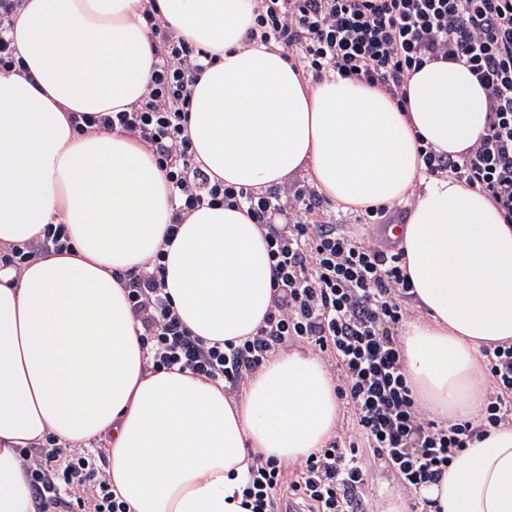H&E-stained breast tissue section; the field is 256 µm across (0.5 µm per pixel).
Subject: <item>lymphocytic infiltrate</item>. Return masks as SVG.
Wrapping results in <instances>:
<instances>
[{"mask_svg": "<svg viewBox=\"0 0 512 512\" xmlns=\"http://www.w3.org/2000/svg\"><path fill=\"white\" fill-rule=\"evenodd\" d=\"M22 0H0V72L24 73L8 32ZM143 17L158 61L131 108L75 113V128L134 137L156 158L176 195L173 223L202 205L244 208L265 228L272 305L253 336L207 345L192 336L165 290L163 265L120 275L141 326L153 370L191 371L236 394L268 358L291 342L313 345L336 373L338 399L352 427L294 468L255 457L242 489L251 512H378L365 456L398 478L411 512H431L419 489L437 482L454 455L512 422V346L483 351L489 388L477 419L436 420L420 408L407 380L399 333L412 296L404 251L370 243L375 227L403 216L397 205L369 206L359 224L316 220L323 200L313 186L285 182L262 192L211 181L186 133L196 79L208 51L177 37L155 5ZM248 41L283 49L312 81L328 76L379 89L407 106V82L428 63L467 67L486 92L480 139L457 157L419 145L425 172L451 174L484 193L512 224V0H258ZM65 228L49 224L42 240L0 251V266L22 270L36 256L71 253ZM34 512H131L114 489L101 454L46 436L20 449Z\"/></svg>", "mask_w": 512, "mask_h": 512, "instance_id": "f902f5d3", "label": "lymphocytic infiltrate"}]
</instances>
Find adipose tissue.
<instances>
[{
    "mask_svg": "<svg viewBox=\"0 0 512 512\" xmlns=\"http://www.w3.org/2000/svg\"><path fill=\"white\" fill-rule=\"evenodd\" d=\"M258 0H155L183 39L216 54L187 134L211 177L263 191L306 172L345 211L410 201L390 226L423 318L400 335L407 377L448 419L483 405L482 350L512 345V224L451 175L426 177L419 142L457 156L485 127L486 97L461 64L425 65L408 109L364 84L312 82L272 45L246 43ZM146 0H24L9 32L27 65L0 73V250L64 225L73 250L0 269V512H31L20 449L109 436L108 473L131 512H247L254 455L292 463L342 413L311 352L272 354L240 396L190 373L153 371L116 276L165 251V285L207 343L254 335L271 307L268 248L245 212L200 207L168 240L175 195L133 137L77 132L74 112L139 99L154 53ZM441 512H512V424L458 452L423 487Z\"/></svg>",
    "mask_w": 512,
    "mask_h": 512,
    "instance_id": "ef3b65f1",
    "label": "adipose tissue"
}]
</instances>
